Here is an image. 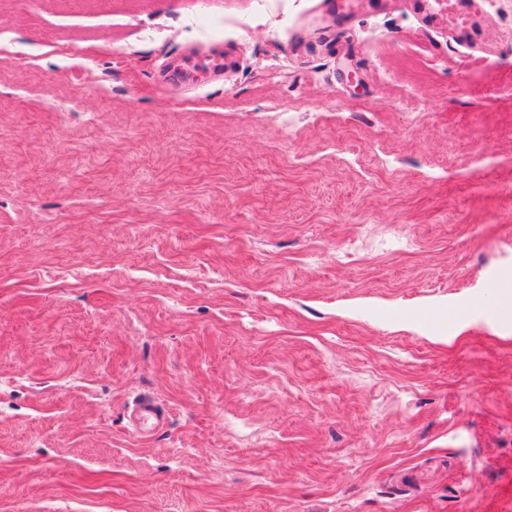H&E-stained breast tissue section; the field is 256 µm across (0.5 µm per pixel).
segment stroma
<instances>
[{"label":"stroma","mask_w":512,"mask_h":512,"mask_svg":"<svg viewBox=\"0 0 512 512\" xmlns=\"http://www.w3.org/2000/svg\"><path fill=\"white\" fill-rule=\"evenodd\" d=\"M260 2L0 0V512H512V0ZM165 419V410L148 400L138 403L132 412L133 423L140 431H143V426L149 421H153L152 425L156 428L163 424Z\"/></svg>","instance_id":"stroma-1"}]
</instances>
